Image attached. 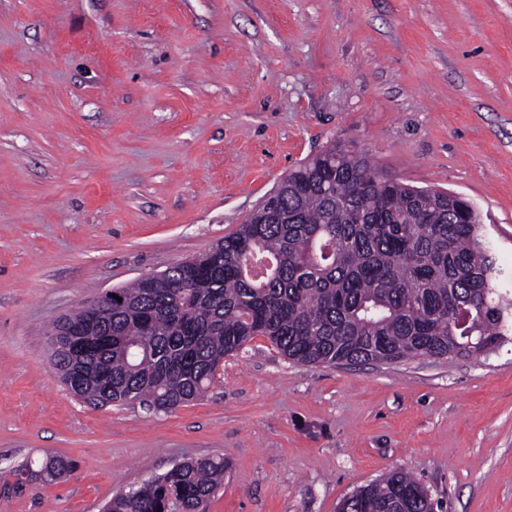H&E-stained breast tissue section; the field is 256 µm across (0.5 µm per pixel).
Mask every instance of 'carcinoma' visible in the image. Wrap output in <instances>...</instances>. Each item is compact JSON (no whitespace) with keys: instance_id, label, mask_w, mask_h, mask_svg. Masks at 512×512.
Returning a JSON list of instances; mask_svg holds the SVG:
<instances>
[{"instance_id":"carcinoma-1","label":"carcinoma","mask_w":512,"mask_h":512,"mask_svg":"<svg viewBox=\"0 0 512 512\" xmlns=\"http://www.w3.org/2000/svg\"><path fill=\"white\" fill-rule=\"evenodd\" d=\"M367 157L333 144L291 170L233 235L163 278L115 289L90 321L68 314L50 336L79 329L86 349L61 345L53 365L94 404L145 403L157 411L199 399L224 358L263 336L307 365L477 356L512 336V287L490 258L484 225L454 194L375 182ZM268 277L245 269L257 252ZM72 462L48 456L13 470L18 489L55 480ZM224 480V458L187 459L117 493L106 512H202ZM339 512H435L428 491L395 470L356 489Z\"/></svg>"}]
</instances>
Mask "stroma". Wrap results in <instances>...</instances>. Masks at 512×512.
Wrapping results in <instances>:
<instances>
[{
    "label": "stroma",
    "mask_w": 512,
    "mask_h": 512,
    "mask_svg": "<svg viewBox=\"0 0 512 512\" xmlns=\"http://www.w3.org/2000/svg\"><path fill=\"white\" fill-rule=\"evenodd\" d=\"M461 193L512 272V0H0V512H102L223 457L205 512H338L410 472L442 512H512V343L304 365L264 337L164 412L50 363L87 301L204 254L325 146ZM69 458L61 480L8 470Z\"/></svg>",
    "instance_id": "stroma-1"
}]
</instances>
